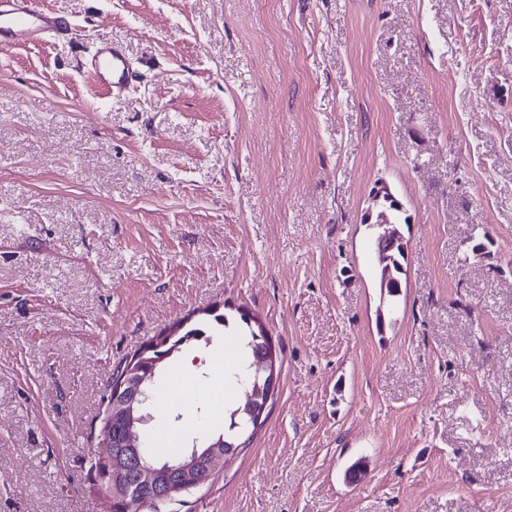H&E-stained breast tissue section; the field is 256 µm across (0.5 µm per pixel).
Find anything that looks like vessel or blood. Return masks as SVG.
Masks as SVG:
<instances>
[{
	"mask_svg": "<svg viewBox=\"0 0 512 512\" xmlns=\"http://www.w3.org/2000/svg\"><path fill=\"white\" fill-rule=\"evenodd\" d=\"M76 31L64 16L44 8L40 0H0V47L39 45L45 42L68 44ZM95 85L120 98L134 84L139 73L122 42L103 40L94 46L79 65Z\"/></svg>",
	"mask_w": 512,
	"mask_h": 512,
	"instance_id": "vessel-or-blood-1",
	"label": "vessel or blood"
}]
</instances>
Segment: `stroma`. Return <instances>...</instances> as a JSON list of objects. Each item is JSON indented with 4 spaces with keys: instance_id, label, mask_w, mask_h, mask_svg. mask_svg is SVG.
<instances>
[{
    "instance_id": "stroma-1",
    "label": "stroma",
    "mask_w": 512,
    "mask_h": 512,
    "mask_svg": "<svg viewBox=\"0 0 512 512\" xmlns=\"http://www.w3.org/2000/svg\"><path fill=\"white\" fill-rule=\"evenodd\" d=\"M43 3L76 45L0 50V512H107L113 372L216 304L279 390L169 512H512V0ZM102 38L141 69L118 101L78 72ZM388 196L383 197V203L381 204L382 211H388V216L386 213H381L378 220L370 225V228L373 229L374 235L378 236V242L382 245L391 244L396 245L399 241L404 240L401 233L395 227V224H392V221L399 220V210L393 208V202H388ZM392 220V221H391ZM388 252L389 251H381V250L378 251L380 263L382 265L381 277H383V279H384L386 276H389L391 274V272L393 271L394 278L399 281L400 288H401L402 275L404 274L403 268L401 266H403V264L405 262V254H404L403 250L401 249V246L398 245L396 248V251H394L392 253L393 257L391 258V261H390ZM389 261H390L392 271H391L390 266L386 267V265L389 263Z\"/></svg>"
}]
</instances>
